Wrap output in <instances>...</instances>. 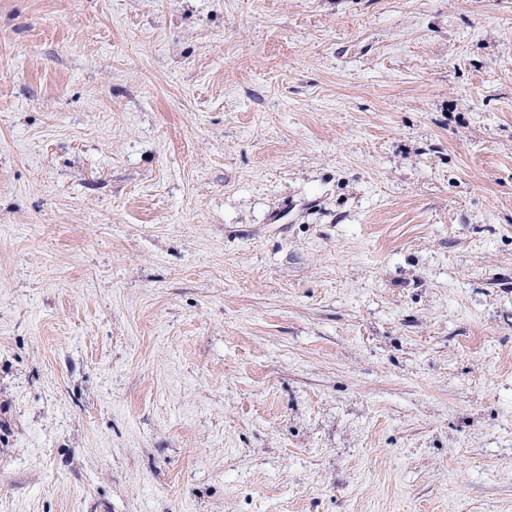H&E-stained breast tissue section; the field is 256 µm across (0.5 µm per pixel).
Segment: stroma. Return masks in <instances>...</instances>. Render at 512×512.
I'll use <instances>...</instances> for the list:
<instances>
[{"label":"stroma","instance_id":"obj_1","mask_svg":"<svg viewBox=\"0 0 512 512\" xmlns=\"http://www.w3.org/2000/svg\"><path fill=\"white\" fill-rule=\"evenodd\" d=\"M0 512H512V0H0Z\"/></svg>","mask_w":512,"mask_h":512}]
</instances>
